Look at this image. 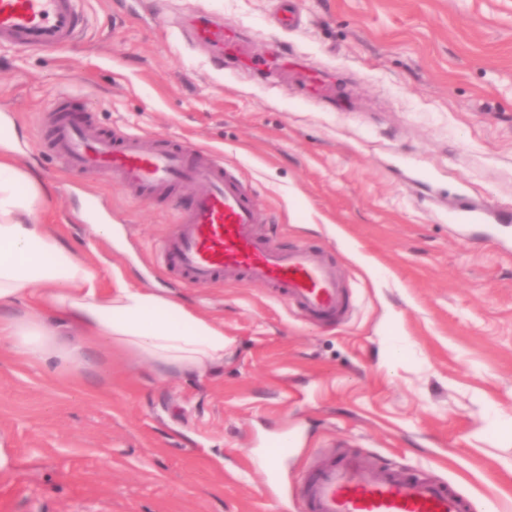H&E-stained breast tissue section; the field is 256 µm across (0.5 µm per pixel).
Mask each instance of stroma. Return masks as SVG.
<instances>
[{"label": "stroma", "mask_w": 512, "mask_h": 512, "mask_svg": "<svg viewBox=\"0 0 512 512\" xmlns=\"http://www.w3.org/2000/svg\"><path fill=\"white\" fill-rule=\"evenodd\" d=\"M84 0L62 51L0 46V140L48 190L34 221L112 275L224 327L192 373L86 345L60 364L0 335V512H301L341 451L512 512V0ZM238 32L260 70L197 39ZM144 148L188 142L235 169L282 248L323 249L351 298L315 320L274 289L185 285L158 255L193 190L136 200L48 147L60 94ZM120 234L82 219L90 198ZM283 495L266 487L273 441Z\"/></svg>", "instance_id": "35a3bbf8"}]
</instances>
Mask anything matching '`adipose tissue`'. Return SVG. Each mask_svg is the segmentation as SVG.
<instances>
[{
	"label": "adipose tissue",
	"instance_id": "ef3b65f1",
	"mask_svg": "<svg viewBox=\"0 0 512 512\" xmlns=\"http://www.w3.org/2000/svg\"><path fill=\"white\" fill-rule=\"evenodd\" d=\"M46 193L41 180L0 150V310L23 304L25 317L0 318V335L31 361L68 354L63 327L87 343L119 348L192 372L224 361V328L172 298L117 281L103 287L92 267L47 225L33 221Z\"/></svg>",
	"mask_w": 512,
	"mask_h": 512
}]
</instances>
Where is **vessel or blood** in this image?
<instances>
[{
	"label": "vessel or blood",
	"mask_w": 512,
	"mask_h": 512,
	"mask_svg": "<svg viewBox=\"0 0 512 512\" xmlns=\"http://www.w3.org/2000/svg\"><path fill=\"white\" fill-rule=\"evenodd\" d=\"M85 26L81 0H0V45L54 51L75 42ZM227 55L259 67L244 56L236 35L221 27L207 30ZM50 146L70 168L119 184L137 198L168 197L182 184L195 190L193 207L179 214L163 247L165 266L186 284L219 281L277 289L291 304L325 322L350 312L348 292L335 265L322 251L306 246L273 247L260 234L264 218L237 173L204 150L187 143L143 149L138 136L106 133L89 124L63 121L65 96L52 106ZM303 512H470L469 503L444 482L418 478L363 459L334 455L307 477Z\"/></svg>",
	"instance_id": "b4317fda"
}]
</instances>
